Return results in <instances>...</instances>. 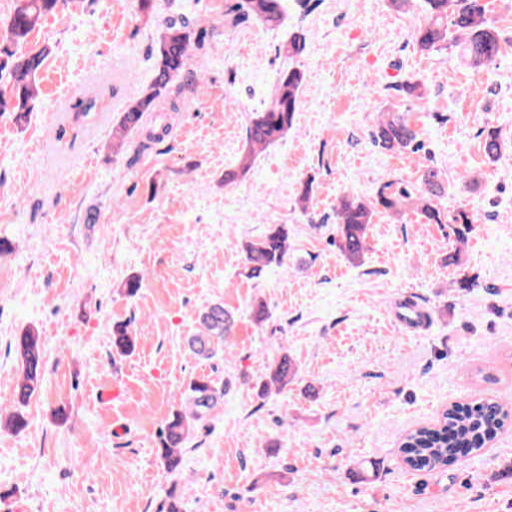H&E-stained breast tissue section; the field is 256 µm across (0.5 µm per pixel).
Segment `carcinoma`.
<instances>
[{"label": "carcinoma", "mask_w": 512, "mask_h": 512, "mask_svg": "<svg viewBox=\"0 0 512 512\" xmlns=\"http://www.w3.org/2000/svg\"><path fill=\"white\" fill-rule=\"evenodd\" d=\"M63 0H15L10 17L0 27V113L27 112L29 103L37 96L35 76L52 53L46 45L27 53L19 48L29 42L31 34L44 17L53 13ZM426 20L411 32L413 42L424 51L450 50L458 54L475 69L488 68L502 54V35L489 16L485 0H423ZM243 15L253 16L259 23L276 27L280 24L284 7L282 0H242ZM195 30L186 18H169L160 31L156 51L154 75L141 95L129 101L121 112L112 135V149L121 151L129 133L142 132L149 143L163 140L171 124L144 126L145 116L165 109L179 111L177 103L165 108L160 99L170 93L173 83L184 75L190 62V47ZM303 72L288 67L280 72L270 100L261 112L255 113L246 129V144L237 169L224 173V183L230 184L250 172L256 160V151L267 148L291 129L300 99ZM100 95L94 94L78 100L72 113L79 123L98 111ZM483 146L488 157H497L503 147L500 130L488 127L481 131ZM371 141L389 152L418 150L423 146L419 133L399 112H383L371 132ZM416 193L384 185L371 200L344 198L336 209L337 243L345 258L353 265L362 264L367 249L369 224L379 210L399 211L410 204L427 224H452L459 244L467 241L471 225L476 223L474 213L458 210L447 216L435 204L443 191L441 172L426 168L419 177ZM288 260V227L271 224L263 235L244 247V267L248 276L262 274L283 266ZM199 331L188 339L190 351L201 358L211 359L224 351V342L230 335L234 316L216 302L205 307L198 318ZM112 346L120 355L134 349V340L128 328L118 325L112 330ZM20 376L16 393L21 402H27L36 391L43 372L45 350L40 336L33 330L17 337L14 345ZM296 374L295 366L284 355L269 366L266 380L260 384L265 395L271 388L288 386ZM224 402V384L207 377H199L188 386L184 411H177L158 434V456L170 474L180 471L182 449L187 442L193 423ZM512 412L504 405L485 397H475L465 404L448 408L433 426L417 428L406 435L401 446L404 462L413 470L433 471L453 464L463 451L479 452L492 442L503 429Z\"/></svg>", "instance_id": "1"}]
</instances>
